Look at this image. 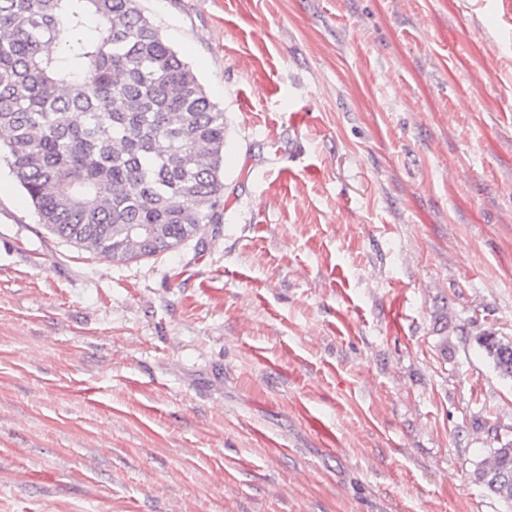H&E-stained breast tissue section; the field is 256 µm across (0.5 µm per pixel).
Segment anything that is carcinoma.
Returning a JSON list of instances; mask_svg holds the SVG:
<instances>
[{
    "instance_id": "1",
    "label": "carcinoma",
    "mask_w": 512,
    "mask_h": 512,
    "mask_svg": "<svg viewBox=\"0 0 512 512\" xmlns=\"http://www.w3.org/2000/svg\"><path fill=\"white\" fill-rule=\"evenodd\" d=\"M0 131L39 223L77 248L124 264L224 222V111L140 0H0ZM474 342L512 382V338ZM473 476L512 508V440Z\"/></svg>"
}]
</instances>
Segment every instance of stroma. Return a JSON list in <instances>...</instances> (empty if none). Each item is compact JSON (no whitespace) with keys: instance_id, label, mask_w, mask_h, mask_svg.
<instances>
[{"instance_id":"stroma-1","label":"stroma","mask_w":512,"mask_h":512,"mask_svg":"<svg viewBox=\"0 0 512 512\" xmlns=\"http://www.w3.org/2000/svg\"><path fill=\"white\" fill-rule=\"evenodd\" d=\"M224 110V221L117 264L0 154V512H512L502 0H141ZM474 342L499 376L512 382V338L497 336L484 330L474 336ZM474 481L512 508V440L491 448L473 471Z\"/></svg>"}]
</instances>
